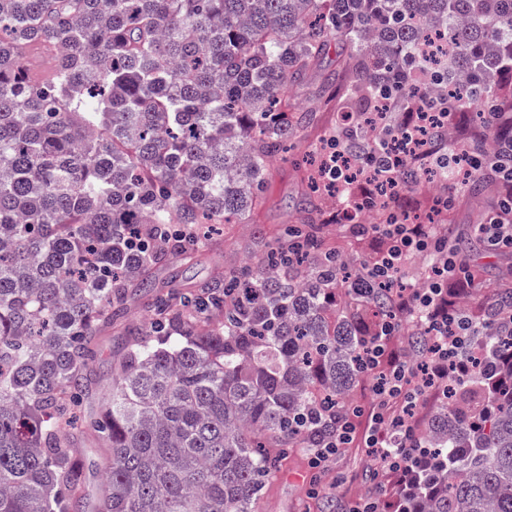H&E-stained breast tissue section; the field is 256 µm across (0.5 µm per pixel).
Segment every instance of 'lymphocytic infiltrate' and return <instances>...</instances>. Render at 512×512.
<instances>
[{
    "instance_id": "1",
    "label": "lymphocytic infiltrate",
    "mask_w": 512,
    "mask_h": 512,
    "mask_svg": "<svg viewBox=\"0 0 512 512\" xmlns=\"http://www.w3.org/2000/svg\"><path fill=\"white\" fill-rule=\"evenodd\" d=\"M430 109L424 100L405 106L403 136L392 141L380 139L378 150L362 156L360 168L366 176L351 183L357 209L371 210L386 189L397 188L395 172L407 159L423 161L440 151L446 129L427 126ZM374 231L381 260L363 266L357 275V286L364 292L389 280L397 260L430 256L431 244L440 236L438 225L413 223L404 213L393 223L375 225ZM454 264L453 256L444 254L431 263L424 287H400L391 292V317L361 358L364 372L373 379L374 391L364 446L382 469L403 476L427 454L408 418L412 401L445 379H463L471 372V360L464 350L472 341L474 325L469 320H457L454 314L458 296L451 287ZM421 316L427 320L429 336L420 348V361L412 364L393 346L392 339L403 323H416Z\"/></svg>"
}]
</instances>
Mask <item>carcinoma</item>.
<instances>
[{
    "label": "carcinoma",
    "mask_w": 512,
    "mask_h": 512,
    "mask_svg": "<svg viewBox=\"0 0 512 512\" xmlns=\"http://www.w3.org/2000/svg\"><path fill=\"white\" fill-rule=\"evenodd\" d=\"M332 44L359 122L395 97L440 116L480 99L507 120L469 143L484 167L500 158L512 0H0V512H258L293 449L367 416L359 356L390 305L355 291L309 219L255 261L158 292L108 389L89 372L153 270L199 261L198 225L261 205L271 161L316 119L284 90ZM497 311L476 323L471 380L448 381L420 436L431 460L396 512H512V333ZM84 427L109 456L88 511Z\"/></svg>",
    "instance_id": "1"
}]
</instances>
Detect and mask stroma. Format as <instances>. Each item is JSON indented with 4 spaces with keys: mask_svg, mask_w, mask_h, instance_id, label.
<instances>
[{
    "mask_svg": "<svg viewBox=\"0 0 512 512\" xmlns=\"http://www.w3.org/2000/svg\"><path fill=\"white\" fill-rule=\"evenodd\" d=\"M295 102L299 109L316 110L317 120L292 138L289 159L273 162L270 188L262 208L256 210L247 223L224 225L203 262L188 265L171 260L155 270L156 281H174L188 287L207 280L214 271L239 264L246 255L260 254L264 244L277 234L282 224L302 213L306 206V187L293 162L322 150L330 134L340 127L345 106L332 91L321 90L315 81L296 92ZM462 178V173H449L447 180L434 188L433 195L450 194L455 198L454 206L442 212V222L452 229L451 244L462 248L471 264L482 270L477 288L466 295L473 315L479 317L485 306L494 304L498 291L512 290V250L488 251L472 230L473 225L483 223L495 210L500 198L497 185L486 183L480 194L471 195L464 188ZM316 231L325 245L335 249L350 264L358 263L362 256L378 247L375 233L356 236L349 233L344 224H320ZM150 304V297H139L128 308L121 327L102 336L99 351L92 362L98 386L111 383L116 358L126 345L123 330L143 324ZM311 474L307 459L300 454H292L269 482L260 504L262 512H318L316 499L308 494ZM318 475L336 512H349L352 503L362 498L396 499L403 486L397 476L381 474L374 459L358 442L341 449L327 469Z\"/></svg>",
    "mask_w": 512,
    "mask_h": 512,
    "instance_id": "stroma-1",
    "label": "stroma"
}]
</instances>
